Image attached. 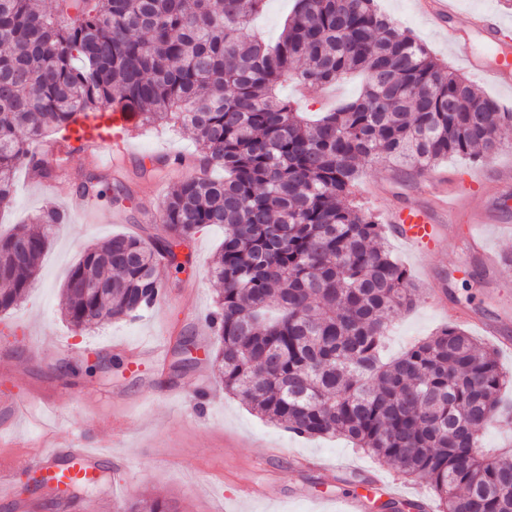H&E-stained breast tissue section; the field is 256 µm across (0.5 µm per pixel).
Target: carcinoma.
Masks as SVG:
<instances>
[{"label": "carcinoma", "mask_w": 512, "mask_h": 512, "mask_svg": "<svg viewBox=\"0 0 512 512\" xmlns=\"http://www.w3.org/2000/svg\"><path fill=\"white\" fill-rule=\"evenodd\" d=\"M264 2L0 0V208L18 167L66 175L75 149L47 158L34 144L116 97L143 125L193 129L192 161L160 156L136 172L197 169L162 203L165 234H117L87 249L63 288L71 326L152 309L184 268L174 248L220 224L211 276L223 288L210 323L225 391L291 434L341 436L424 481L437 512H512V445L482 449L485 427L512 424L501 405L512 377L456 324L379 360L388 322L416 304L420 286L358 201L361 164L424 172L448 156H494L512 112L399 31L375 0H294L272 44L250 27ZM347 75L362 78L360 92L313 117L278 95L288 80L317 89ZM67 220L48 206L41 228L0 233V313L32 286ZM123 512L177 508L152 499Z\"/></svg>", "instance_id": "cac0c4a2"}]
</instances>
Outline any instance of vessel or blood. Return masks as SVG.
<instances>
[{
    "instance_id": "vessel-or-blood-1",
    "label": "vessel or blood",
    "mask_w": 512,
    "mask_h": 512,
    "mask_svg": "<svg viewBox=\"0 0 512 512\" xmlns=\"http://www.w3.org/2000/svg\"><path fill=\"white\" fill-rule=\"evenodd\" d=\"M413 7L438 32L446 34L458 62L480 75L486 84L501 88L512 86V26L507 25L502 17L488 11H478L470 16L472 30L481 34L487 43L497 49L496 62L489 64L476 54L469 36L457 31L448 32L446 22L457 14L456 0H413ZM136 123L135 113L110 106L99 112L81 115L65 128L61 140L79 147L90 165L108 169L115 159L133 153L134 145L128 133ZM430 186L435 191L431 205L385 209V220L391 235L411 253L418 255L425 241L440 231L442 225L463 219L467 222V244L481 254L486 262L496 264L497 258L487 246L493 234L487 210L462 213L456 204L458 194L449 188L447 176L433 177ZM430 301L436 308L447 311L449 321L475 325L482 335L498 342L503 348L512 347V339L504 334L506 315L478 317L447 307L442 294L437 290L431 292ZM100 457V452L78 447L76 442L70 441L52 445L40 452L34 460L14 458L0 466V492L8 493L15 476L34 467L39 468L59 489H71L80 482L97 477L96 464Z\"/></svg>"
}]
</instances>
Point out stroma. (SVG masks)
Returning <instances> with one entry per match:
<instances>
[{"mask_svg":"<svg viewBox=\"0 0 512 512\" xmlns=\"http://www.w3.org/2000/svg\"><path fill=\"white\" fill-rule=\"evenodd\" d=\"M411 2L377 0V5L437 58L453 63L446 40ZM357 90V82L345 80L307 92L288 83L282 93L302 111L315 112ZM194 147L192 131L145 128L136 156L128 158L124 168L132 171L153 155L186 153ZM484 165L481 159L451 157L436 169L449 174L461 208L492 202L503 220L512 222V189L492 182L474 189L467 183L466 171ZM181 177L174 169L160 182L133 179L129 199L119 203L113 200L110 184L101 182L99 196L84 201L99 222L78 217L58 225L32 287L9 314H0V457L69 440L83 448L102 440L113 454L112 461L102 462L101 479L94 487L55 504L46 500L44 490H24L23 477H16L14 497L0 501V512H115V502L145 495L175 503L178 512H220L225 496L242 481L267 486L270 500L242 505L240 512H271L274 499L284 501L288 512H316L315 499L346 494L364 495L371 504L388 499L386 490L367 485L363 475L394 476L390 466L340 438L288 433L225 394L214 365L217 339L208 320L220 288L210 266L224 240L223 227L210 225L196 234L189 263L166 285L168 302L141 317L103 322L80 333L66 322L63 285L83 249L119 233L163 235V224L146 222L142 211L160 208L156 191H168ZM423 187L422 174L386 162L365 165L361 173L362 201L377 216L383 202L401 209L424 199ZM52 204L60 208L64 201H49L41 193L38 173L19 167L13 204L0 222L31 221ZM423 259L433 268L448 305L483 316L512 306V265L486 272L480 257L467 256L458 224H450L445 237L429 244ZM446 323L427 299H420L390 322L385 357L398 356ZM162 336L169 339L164 371H156L148 361H134L135 347ZM202 377L209 400L200 412L193 405V392ZM311 455L323 460L322 468L296 464V457Z\"/></svg>","mask_w":512,"mask_h":512,"instance_id":"1","label":"stroma"}]
</instances>
